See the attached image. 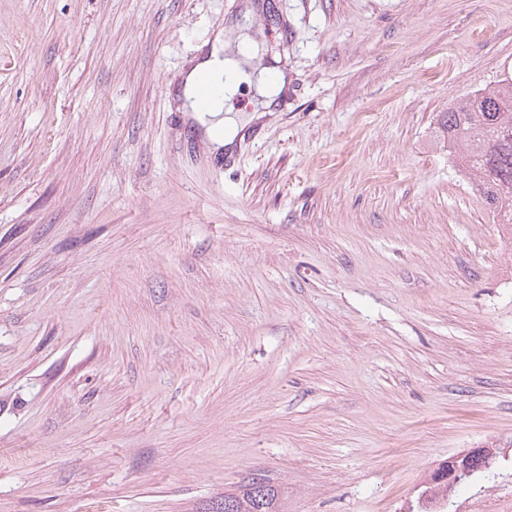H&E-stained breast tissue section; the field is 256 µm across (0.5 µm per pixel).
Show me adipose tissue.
Listing matches in <instances>:
<instances>
[{"instance_id": "ef3b65f1", "label": "adipose tissue", "mask_w": 512, "mask_h": 512, "mask_svg": "<svg viewBox=\"0 0 512 512\" xmlns=\"http://www.w3.org/2000/svg\"><path fill=\"white\" fill-rule=\"evenodd\" d=\"M251 56V50L241 42L236 43L235 54L231 57L227 56L225 47L215 46L205 59L188 69L184 75L183 109L202 127L204 136L215 152L232 150L237 138L247 127L265 124L288 88L286 76L278 68H264L255 77L246 74L244 66ZM206 79L222 81L223 89L209 110L201 113L194 110L193 100L198 85ZM251 81L257 84L259 104L242 117L225 116L226 102L238 93L241 83Z\"/></svg>"}]
</instances>
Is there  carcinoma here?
Here are the masks:
<instances>
[{
	"instance_id": "cac0c4a2",
	"label": "carcinoma",
	"mask_w": 512,
	"mask_h": 512,
	"mask_svg": "<svg viewBox=\"0 0 512 512\" xmlns=\"http://www.w3.org/2000/svg\"><path fill=\"white\" fill-rule=\"evenodd\" d=\"M438 133L449 152L459 151L460 167L494 223L512 231V77L457 100L442 113ZM224 512H279L278 491L243 483L224 495Z\"/></svg>"
}]
</instances>
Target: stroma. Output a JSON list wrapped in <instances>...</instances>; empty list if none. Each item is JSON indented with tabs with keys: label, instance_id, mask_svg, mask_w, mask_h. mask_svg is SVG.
<instances>
[{
	"label": "stroma",
	"instance_id": "stroma-1",
	"mask_svg": "<svg viewBox=\"0 0 512 512\" xmlns=\"http://www.w3.org/2000/svg\"><path fill=\"white\" fill-rule=\"evenodd\" d=\"M276 118L211 150L227 29ZM512 0H0V512H512V233L436 137ZM231 46V40H224L223 47L214 45L208 56L188 69L183 78V111L191 112L190 117L203 128V135L212 150L218 153L223 150L231 153L237 138L243 136L241 132L250 125H264L288 88V80L283 72L276 67H265L259 71L257 79V92L261 98L259 104L240 118L224 117L225 104L239 92L241 83L249 85L252 82V73L246 74L243 68V64L250 61L252 51L240 39L235 45L236 56L224 57L226 49ZM205 79L224 80L223 89L221 95L215 98L218 88L202 84L196 97L198 106L205 108L215 100L209 110L200 113L195 111L193 100L198 85ZM488 454L487 448H475L472 451L465 454H457L448 457L447 462L444 464V468L441 472H434L431 476V482L433 484L448 483V494L452 489L454 483H456L462 474L473 473L474 471L488 470L491 468L493 461L489 463V460L484 459L483 462L477 463L472 471L470 466L473 460L486 458ZM472 471V472H471ZM278 491L266 481L260 487L242 483L236 492L224 494V512H279Z\"/></svg>",
	"mask_w": 512,
	"mask_h": 512
}]
</instances>
